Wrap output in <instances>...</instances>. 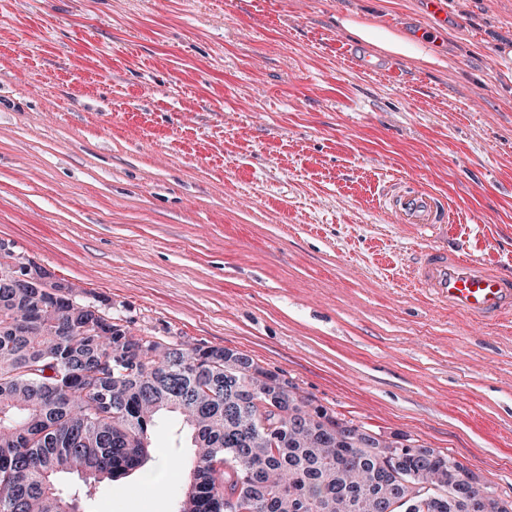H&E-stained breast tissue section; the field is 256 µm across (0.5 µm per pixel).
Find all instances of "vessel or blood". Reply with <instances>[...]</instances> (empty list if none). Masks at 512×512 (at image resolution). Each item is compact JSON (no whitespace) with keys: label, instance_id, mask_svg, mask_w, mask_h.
I'll return each instance as SVG.
<instances>
[{"label":"vessel or blood","instance_id":"obj_1","mask_svg":"<svg viewBox=\"0 0 512 512\" xmlns=\"http://www.w3.org/2000/svg\"><path fill=\"white\" fill-rule=\"evenodd\" d=\"M385 210L408 229L438 232L450 214L446 201L405 179L393 180L384 193ZM413 285L476 323L512 317V275L463 257L448 248L421 251L411 272Z\"/></svg>","mask_w":512,"mask_h":512}]
</instances>
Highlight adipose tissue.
<instances>
[{"mask_svg":"<svg viewBox=\"0 0 512 512\" xmlns=\"http://www.w3.org/2000/svg\"><path fill=\"white\" fill-rule=\"evenodd\" d=\"M338 23L358 41L379 49L388 56H399L424 65L435 64L436 58L425 41L403 35L363 14L339 17Z\"/></svg>","mask_w":512,"mask_h":512,"instance_id":"ef3b65f1","label":"adipose tissue"}]
</instances>
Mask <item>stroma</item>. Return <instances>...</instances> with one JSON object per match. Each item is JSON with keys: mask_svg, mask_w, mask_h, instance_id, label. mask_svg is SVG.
<instances>
[{"mask_svg": "<svg viewBox=\"0 0 512 512\" xmlns=\"http://www.w3.org/2000/svg\"><path fill=\"white\" fill-rule=\"evenodd\" d=\"M0 0V241L134 333L252 357L381 439L453 456L512 501V319L410 281L447 246L512 273V0ZM430 28L438 65L350 61L340 16ZM443 197L439 237L383 208ZM84 501L177 512L190 429ZM385 210L407 229H428L437 235L450 220L447 202L439 195L421 189L409 180H393L384 193Z\"/></svg>", "mask_w": 512, "mask_h": 512, "instance_id": "35a3bbf8", "label": "stroma"}]
</instances>
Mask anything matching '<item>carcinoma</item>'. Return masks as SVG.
Returning a JSON list of instances; mask_svg holds the SVG:
<instances>
[{
    "label": "carcinoma",
    "mask_w": 512,
    "mask_h": 512,
    "mask_svg": "<svg viewBox=\"0 0 512 512\" xmlns=\"http://www.w3.org/2000/svg\"><path fill=\"white\" fill-rule=\"evenodd\" d=\"M25 262L0 243V512H80L96 484L145 465L164 410L196 448L179 512H449L450 455L381 439L246 354L137 335L51 274L23 286ZM60 474L83 487L63 492ZM485 491L469 512H512Z\"/></svg>",
    "instance_id": "carcinoma-1"
}]
</instances>
